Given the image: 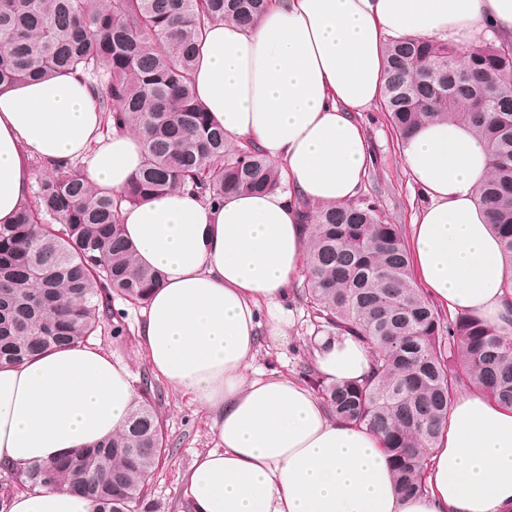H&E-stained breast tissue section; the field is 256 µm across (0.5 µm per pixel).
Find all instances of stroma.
I'll return each instance as SVG.
<instances>
[{
	"label": "stroma",
	"instance_id": "stroma-1",
	"mask_svg": "<svg viewBox=\"0 0 512 512\" xmlns=\"http://www.w3.org/2000/svg\"><path fill=\"white\" fill-rule=\"evenodd\" d=\"M360 120L366 129L371 154L362 191L377 195L389 223L410 226L423 200L400 158L396 134L377 107L362 111ZM114 306L125 314L126 335L113 336L111 326L105 325L90 337L89 342L112 360L123 364L132 383L136 384L151 371L139 334L142 309L119 300L115 301ZM287 308L288 319L280 323L275 322L269 314H262L259 344L252 365L295 377L299 374L301 361H313L322 336L305 305L292 298L288 300ZM156 408L174 452L151 477L148 494L155 505V512H182L181 486L184 476L198 455L218 447L212 418L166 384L161 387Z\"/></svg>",
	"mask_w": 512,
	"mask_h": 512
}]
</instances>
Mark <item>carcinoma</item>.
Wrapping results in <instances>:
<instances>
[{"mask_svg": "<svg viewBox=\"0 0 512 512\" xmlns=\"http://www.w3.org/2000/svg\"><path fill=\"white\" fill-rule=\"evenodd\" d=\"M271 0H0V88L79 71L106 130L135 128L147 152L118 194L71 166L43 179L13 224H0V363L20 364L85 343L105 322L126 335L111 302L143 304L163 275L139 266L123 236L121 205L191 188L221 203L283 188L278 167L252 144H230L196 101L193 72L209 25L257 24ZM380 101L408 133L428 121L467 123L492 174L478 189L512 262V40L470 52L448 43L390 39ZM310 220L298 298L329 336H358L372 371L328 383L305 362L299 375L328 412L382 435L402 494L422 496L427 453L448 426L463 378L512 407V331L473 316L446 318L424 297L404 229L374 201L304 202ZM155 391L143 378L120 433L57 460L18 469L28 491L60 483L95 512H145L148 482L168 450Z\"/></svg>", "mask_w": 512, "mask_h": 512, "instance_id": "cac0c4a2", "label": "carcinoma"}]
</instances>
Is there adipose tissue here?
<instances>
[{"label":"adipose tissue","instance_id":"adipose-tissue-1","mask_svg":"<svg viewBox=\"0 0 512 512\" xmlns=\"http://www.w3.org/2000/svg\"><path fill=\"white\" fill-rule=\"evenodd\" d=\"M512 39V0H273L244 29L211 25L194 72L197 101L232 142L277 164L287 191L210 204L187 189L132 206L121 222L138 264L165 281L143 306L150 368L212 413L219 450L197 456L186 512H512V408L479 389L458 393L429 452L427 495L398 494L380 435L331 417L298 379L254 372L260 308L280 310L303 271L302 202L355 200L370 161L359 114L381 91L390 38L445 41L461 52ZM102 114L79 75L56 73L0 90V224L34 183L33 162L80 164L95 186L122 191L141 167L133 132L102 138ZM423 205L408 247L437 308L490 326L512 318V268L476 189L491 159L464 123H426L400 141ZM329 382L366 377L365 341L314 353ZM136 391L120 363L81 344L0 366V462L23 467L119 432ZM8 512H94L59 488L15 496Z\"/></svg>","mask_w":512,"mask_h":512}]
</instances>
